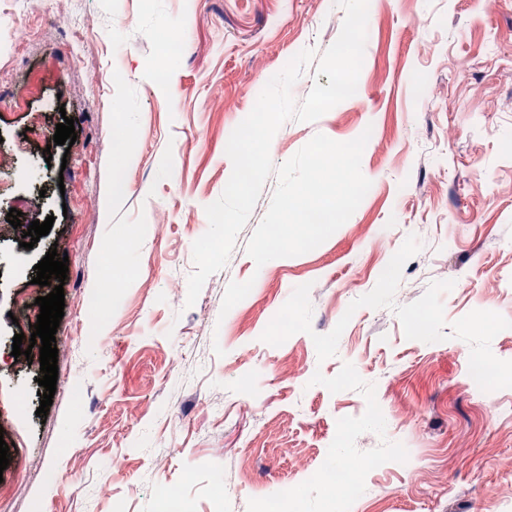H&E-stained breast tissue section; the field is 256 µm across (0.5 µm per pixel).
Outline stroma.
<instances>
[{
	"instance_id": "obj_1",
	"label": "stroma",
	"mask_w": 512,
	"mask_h": 512,
	"mask_svg": "<svg viewBox=\"0 0 512 512\" xmlns=\"http://www.w3.org/2000/svg\"><path fill=\"white\" fill-rule=\"evenodd\" d=\"M343 20L334 0H0V492L13 512H162L163 484L187 512H256L279 490L297 512H512V0H369L355 94L271 143L278 166L316 134H368L369 191L319 247L258 267L246 245L269 178L227 265L186 303L231 133ZM169 28L186 44L170 61ZM66 116L68 149L53 142ZM54 248L69 272L40 417V353L11 351L32 333L30 281ZM247 280L221 314L229 282ZM102 300L109 320L84 328ZM328 452L360 475L349 505L317 478Z\"/></svg>"
}]
</instances>
